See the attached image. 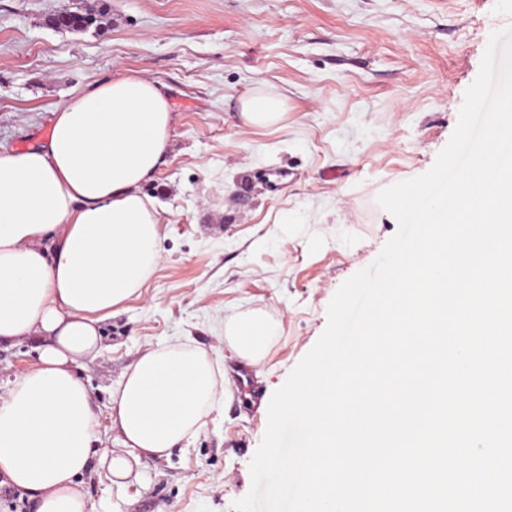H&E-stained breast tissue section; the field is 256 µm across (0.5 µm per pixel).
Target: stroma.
<instances>
[{"mask_svg":"<svg viewBox=\"0 0 512 512\" xmlns=\"http://www.w3.org/2000/svg\"><path fill=\"white\" fill-rule=\"evenodd\" d=\"M92 9L83 32L52 15ZM512 0H0V150L43 144L54 112L88 83L141 72L174 112L172 144L143 194L157 202L162 259L101 324L78 372L99 420L96 454L121 447L112 395L149 348L186 342L226 376L200 431L127 478L94 462L93 512H231L273 393L327 325L339 286L378 256L396 219L378 193L434 164L492 32ZM288 105L281 126H243L241 99ZM276 328L244 367L230 315ZM38 340L0 345V395L36 362Z\"/></svg>","mask_w":512,"mask_h":512,"instance_id":"stroma-1","label":"stroma"}]
</instances>
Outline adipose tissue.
Returning <instances> with one entry per match:
<instances>
[{
  "label": "adipose tissue",
  "mask_w": 512,
  "mask_h": 512,
  "mask_svg": "<svg viewBox=\"0 0 512 512\" xmlns=\"http://www.w3.org/2000/svg\"><path fill=\"white\" fill-rule=\"evenodd\" d=\"M251 127L280 124L284 101L242 99ZM174 117L158 84L130 72L87 84L55 111L40 147L0 151V343L40 339L37 362L0 396V480L28 491L36 512H90L78 481L98 442V416L77 368L98 348L99 324L137 296L160 260L155 200L141 192L165 162ZM226 342L258 363L273 337L261 315L230 317ZM224 393V374L187 343L142 353L113 396L122 448L166 456L192 438Z\"/></svg>",
  "instance_id": "1"
}]
</instances>
